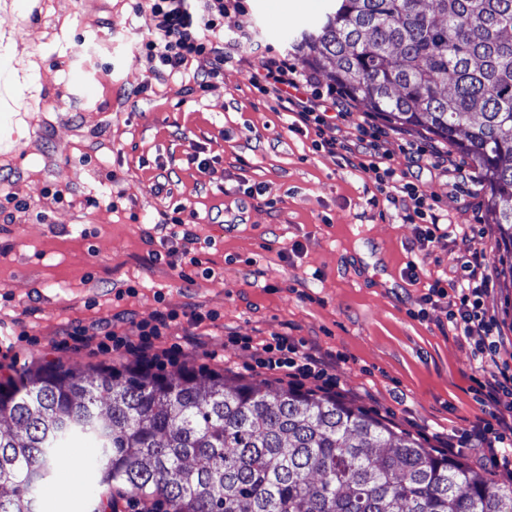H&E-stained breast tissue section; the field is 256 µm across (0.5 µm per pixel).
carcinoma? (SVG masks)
Listing matches in <instances>:
<instances>
[{"label": "carcinoma", "instance_id": "1", "mask_svg": "<svg viewBox=\"0 0 512 512\" xmlns=\"http://www.w3.org/2000/svg\"><path fill=\"white\" fill-rule=\"evenodd\" d=\"M290 49L390 126L470 157L512 255V0H333ZM0 424V512H38V485L85 435L100 485L168 512H512V485L460 457L265 381L45 365L0 381Z\"/></svg>", "mask_w": 512, "mask_h": 512}]
</instances>
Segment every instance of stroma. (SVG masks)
<instances>
[{
	"label": "stroma",
	"mask_w": 512,
	"mask_h": 512,
	"mask_svg": "<svg viewBox=\"0 0 512 512\" xmlns=\"http://www.w3.org/2000/svg\"><path fill=\"white\" fill-rule=\"evenodd\" d=\"M136 3L0 0V91L14 97L0 117L13 145L0 154V204L13 195L27 202L0 214V344L10 346L13 370L61 362L91 373L122 357L100 355L75 330L111 325L132 336L138 323L174 311L164 345L187 364L254 380L250 352L227 336L321 346L338 356L347 402L426 447L488 418L471 342L443 333L446 309L422 302L474 248L503 252L479 183L421 173L437 209L464 228L423 248L418 225L323 147L374 113L356 101L320 131L292 132L250 79L268 50L308 73L286 35L314 24L327 0H241L224 30L247 29L252 42L232 46L223 77L191 95L180 81H152L139 60L154 22ZM175 211L193 242L164 239L157 222ZM186 247L200 266L164 260ZM484 307L501 358L511 359L512 285L502 276L493 275ZM192 310L214 313L197 332L222 359L187 346ZM95 454L91 441L73 444L78 467L41 486L43 512H102L111 491L84 466Z\"/></svg>",
	"instance_id": "obj_1"
}]
</instances>
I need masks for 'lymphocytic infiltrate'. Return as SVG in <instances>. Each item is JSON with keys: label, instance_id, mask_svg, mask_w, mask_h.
<instances>
[{"label": "lymphocytic infiltrate", "instance_id": "1", "mask_svg": "<svg viewBox=\"0 0 512 512\" xmlns=\"http://www.w3.org/2000/svg\"><path fill=\"white\" fill-rule=\"evenodd\" d=\"M145 4L153 17L156 36L141 44L139 56L146 61L152 76L182 74L200 56L210 58L211 68L194 75L187 93L206 90L214 79L223 76L227 46L224 19L239 10L238 0H145ZM253 81L258 90L272 96L276 111L289 113L295 131L320 128L348 111L347 100L324 96L309 82L297 80L286 61L270 54L261 56ZM325 147L329 152L340 153L373 181L404 223L423 225V242L431 244L437 237L456 233V225L449 222L447 214L436 212L432 196L422 183L411 180L409 173L411 167L423 162L433 169L447 170L448 157L443 151L411 143L392 150L386 132L363 123L358 124L355 138L329 141ZM399 153L405 156L407 168L395 167ZM491 265L492 258L486 250L474 251L462 264L461 278L446 288L432 285L423 298L424 303L445 307L449 330L473 340L476 354L484 359L494 358L497 353L495 329L482 308V299L491 284ZM177 318L174 312L158 313L152 321L138 324L133 339L103 327L97 333L84 335L83 340L95 344L101 354L124 352L149 367L161 369L177 360L176 353L165 354L157 349ZM335 362L332 353L305 346L290 336L274 337L262 344L256 354V366L261 371L307 380L328 391L336 387L330 373ZM481 375L484 400L494 409L495 422L475 423L469 437L495 462L503 477L512 481V448L504 445L506 437L512 435V372L500 367L485 368Z\"/></svg>", "mask_w": 512, "mask_h": 512}]
</instances>
